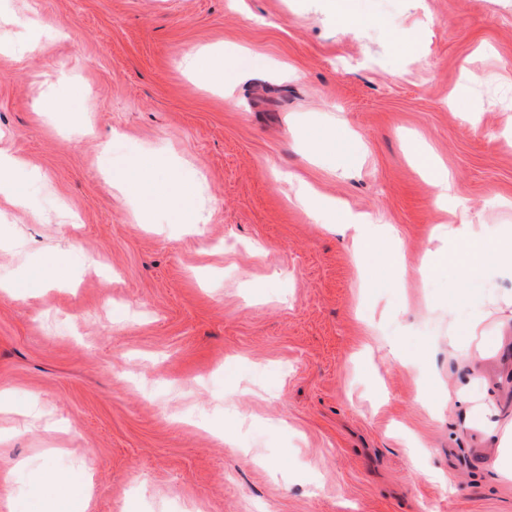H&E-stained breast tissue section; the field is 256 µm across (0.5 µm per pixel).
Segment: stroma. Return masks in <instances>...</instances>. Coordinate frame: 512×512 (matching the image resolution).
<instances>
[{"mask_svg":"<svg viewBox=\"0 0 512 512\" xmlns=\"http://www.w3.org/2000/svg\"><path fill=\"white\" fill-rule=\"evenodd\" d=\"M348 10L0 0V147L27 199L0 196V282L37 258L71 277L0 292V512H44L19 459L88 469L85 512H512L485 432L512 421V272L419 274L443 226L512 225V0ZM202 47L250 55L208 86ZM144 159L193 186L189 213L113 188ZM303 181L390 225L406 276L391 242L358 254L299 207ZM477 310L474 374L448 335ZM415 448L441 479L413 477Z\"/></svg>","mask_w":512,"mask_h":512,"instance_id":"35a3bbf8","label":"stroma"}]
</instances>
